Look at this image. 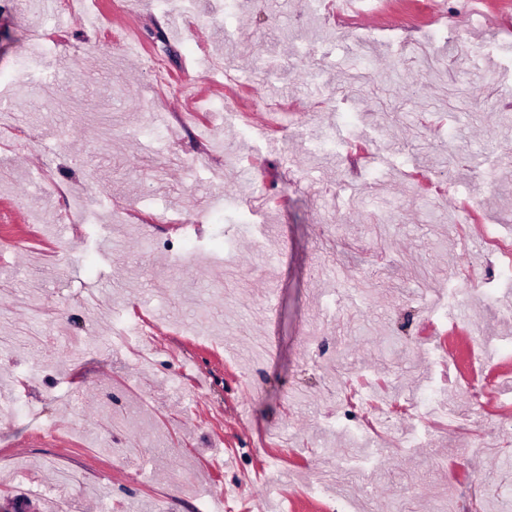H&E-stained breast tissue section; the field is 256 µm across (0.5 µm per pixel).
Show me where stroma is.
I'll list each match as a JSON object with an SVG mask.
<instances>
[{"instance_id": "1", "label": "stroma", "mask_w": 512, "mask_h": 512, "mask_svg": "<svg viewBox=\"0 0 512 512\" xmlns=\"http://www.w3.org/2000/svg\"><path fill=\"white\" fill-rule=\"evenodd\" d=\"M456 5L0 0V512H512V0Z\"/></svg>"}]
</instances>
